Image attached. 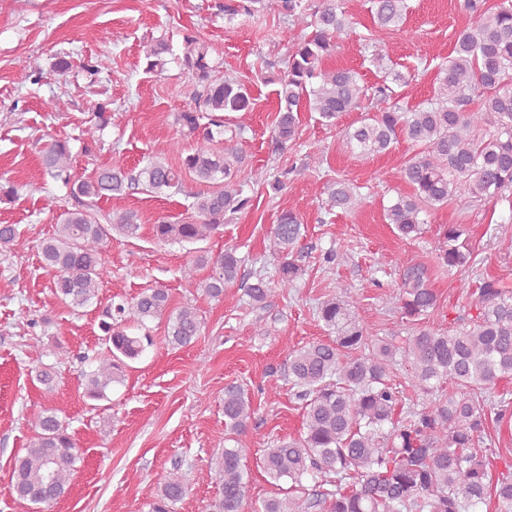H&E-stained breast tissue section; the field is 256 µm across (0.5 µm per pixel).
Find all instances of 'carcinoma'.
<instances>
[{"mask_svg":"<svg viewBox=\"0 0 512 512\" xmlns=\"http://www.w3.org/2000/svg\"><path fill=\"white\" fill-rule=\"evenodd\" d=\"M266 0H224V18L252 17ZM288 18L285 70L277 78V116L272 134L274 150L292 149L299 140V112L317 114L316 120L334 126L345 112L362 107L365 115L343 133V142L364 155L385 154L404 138L415 147L400 168L411 192L385 209L387 223L410 241L422 238L427 210L455 203L466 208L475 202L512 204V0L486 4L465 0L474 21L457 35L448 59L438 65L430 99L412 107L397 102L398 89L412 77L388 71L369 87L350 68L327 69L336 41L349 25L342 0H273ZM377 26L403 22L407 0H368ZM169 41L160 38L144 45L146 70L160 74ZM181 64L195 80L192 104L177 113V136L170 148L182 158V168L155 156L139 167H96L90 175L71 179L69 141L51 138L42 150L44 173L68 188L71 207L62 214L54 233L40 243L44 266L53 271L52 291L67 306L84 308L97 300L104 280L111 276L103 253L116 235L137 232L132 211L113 212L100 222L101 200L133 191L164 194L180 190L182 172L200 183L224 185L194 195L197 221L153 225L159 242L205 241L229 217L250 206L243 182L237 179L241 159L231 142L248 125L234 129L224 113L253 111L248 85L220 77L211 63L210 46L199 36L182 37ZM112 120L110 103L96 106L90 138ZM196 140L185 152L184 141ZM222 141L224 153L210 144ZM292 169L257 173L266 193L278 195ZM359 186L341 179L325 183L320 209L349 210L358 204ZM302 217L283 210L272 225L269 254L276 261L275 275H255L245 288L249 302L264 309L275 291L288 295L303 269L293 252L303 237ZM26 247L15 224H0V249L12 255ZM438 264L452 272L473 264V246L464 224H444L433 238ZM244 259L228 248L216 254L204 250L187 263L182 274L197 281L210 299L238 278ZM210 274L198 281L196 273ZM399 309L407 322L430 318L438 297L423 269L405 271L398 294ZM169 294L162 287L145 289L133 301L111 303L103 311L100 329L105 350L95 369L83 374L84 396L107 398L109 387L123 381L126 361L138 358L153 345L151 336L128 334L130 324H144L167 316L168 345L182 348L200 335L197 308L183 305L168 310ZM317 320L335 333L329 341L312 342L289 352L288 382L305 408L303 434L278 440L265 449L260 468L275 486L290 483L288 491L269 496L252 512H480L492 496L499 512H512V465L491 482L487 470L486 430L512 414L509 391L499 383L512 379V287L502 280H487L479 288L475 315L456 317L448 329L415 327L407 335L392 330L382 336L370 332L353 310V301L333 297L318 304ZM407 364L408 382L397 381V367ZM454 388L447 393L444 386ZM411 390V398L406 390ZM477 393L496 395L490 415L481 408ZM254 413L248 389L224 387V440L233 441L213 459L219 491L209 512H245L248 474L242 460L249 451L248 420ZM35 436L23 456L15 460L11 494L50 510L69 488L80 453L67 425L54 409H42L32 418ZM316 486L304 485L307 477ZM190 479L179 466L157 482L150 512H174L189 493Z\"/></svg>","mask_w":512,"mask_h":512,"instance_id":"cac0c4a2","label":"carcinoma"}]
</instances>
